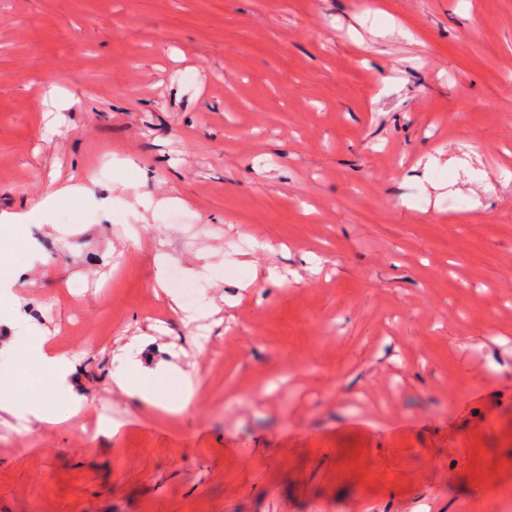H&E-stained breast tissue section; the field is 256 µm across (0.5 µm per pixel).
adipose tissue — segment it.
Here are the masks:
<instances>
[{
	"instance_id": "1",
	"label": "adipose tissue",
	"mask_w": 512,
	"mask_h": 512,
	"mask_svg": "<svg viewBox=\"0 0 512 512\" xmlns=\"http://www.w3.org/2000/svg\"><path fill=\"white\" fill-rule=\"evenodd\" d=\"M14 353L15 366L0 369V413L27 421L58 422L57 412L47 410L42 399L43 391L54 392L69 415H77L82 409V398L74 393L69 377L71 362L60 356L49 345L47 336H40L35 346L18 343ZM37 366L42 377L49 382L48 388L33 383L29 376L30 366ZM174 380L180 390L177 401H169L157 389L160 376ZM118 387L128 395L167 410L184 408L190 402L194 390L184 374L175 368L163 370L143 366L140 361L126 358L112 375Z\"/></svg>"
}]
</instances>
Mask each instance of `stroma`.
I'll return each mask as SVG.
<instances>
[{"label":"stroma","mask_w":512,"mask_h":512,"mask_svg":"<svg viewBox=\"0 0 512 512\" xmlns=\"http://www.w3.org/2000/svg\"><path fill=\"white\" fill-rule=\"evenodd\" d=\"M73 184L11 291L84 405L0 414V512H512V0H0V214ZM160 376H167L169 380H175L181 393L176 404L166 400L158 392L156 380ZM112 379L118 387L130 396L170 411H177L184 408L191 401L194 393L189 380L184 374L172 367L170 369L144 367L140 361L127 357L121 361L112 375Z\"/></svg>","instance_id":"35a3bbf8"}]
</instances>
